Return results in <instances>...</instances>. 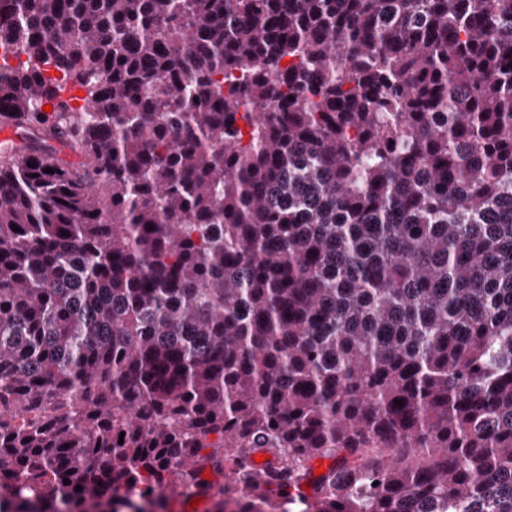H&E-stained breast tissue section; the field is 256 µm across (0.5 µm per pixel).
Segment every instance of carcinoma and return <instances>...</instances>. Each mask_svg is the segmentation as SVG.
<instances>
[{"instance_id": "1", "label": "carcinoma", "mask_w": 512, "mask_h": 512, "mask_svg": "<svg viewBox=\"0 0 512 512\" xmlns=\"http://www.w3.org/2000/svg\"><path fill=\"white\" fill-rule=\"evenodd\" d=\"M0 48V512H512V0H0Z\"/></svg>"}]
</instances>
